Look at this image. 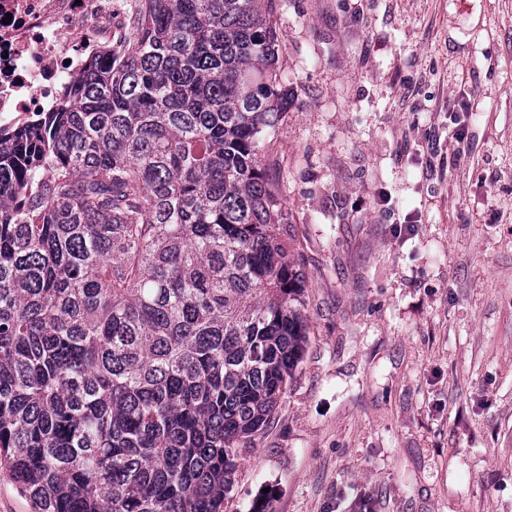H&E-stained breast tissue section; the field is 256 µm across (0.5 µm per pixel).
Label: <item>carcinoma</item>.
Masks as SVG:
<instances>
[{
	"label": "carcinoma",
	"mask_w": 512,
	"mask_h": 512,
	"mask_svg": "<svg viewBox=\"0 0 512 512\" xmlns=\"http://www.w3.org/2000/svg\"><path fill=\"white\" fill-rule=\"evenodd\" d=\"M277 0H138L51 112L0 126V461L35 512H223L307 344L259 160Z\"/></svg>",
	"instance_id": "obj_1"
}]
</instances>
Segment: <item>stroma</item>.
I'll return each instance as SVG.
<instances>
[{"label":"stroma","mask_w":512,"mask_h":512,"mask_svg":"<svg viewBox=\"0 0 512 512\" xmlns=\"http://www.w3.org/2000/svg\"><path fill=\"white\" fill-rule=\"evenodd\" d=\"M276 18L308 344L226 512H512V0Z\"/></svg>","instance_id":"obj_1"}]
</instances>
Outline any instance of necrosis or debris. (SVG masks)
Here are the masks:
<instances>
[{
	"label": "necrosis or debris",
	"instance_id": "1",
	"mask_svg": "<svg viewBox=\"0 0 512 512\" xmlns=\"http://www.w3.org/2000/svg\"><path fill=\"white\" fill-rule=\"evenodd\" d=\"M123 33L112 0H0V116L53 111Z\"/></svg>",
	"mask_w": 512,
	"mask_h": 512
}]
</instances>
